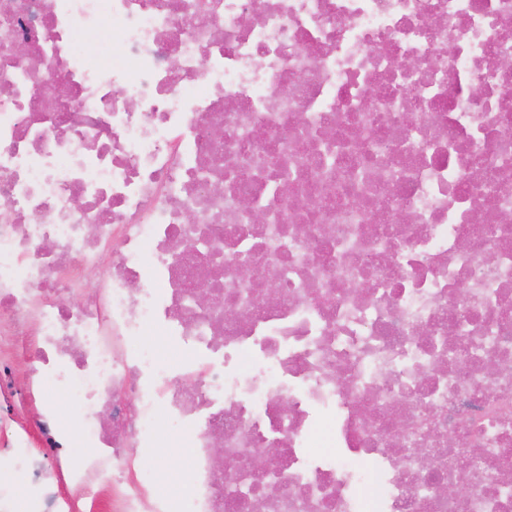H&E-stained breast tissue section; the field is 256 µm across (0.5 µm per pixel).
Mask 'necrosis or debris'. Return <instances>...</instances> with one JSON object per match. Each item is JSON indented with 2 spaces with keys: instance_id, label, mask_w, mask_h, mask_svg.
Instances as JSON below:
<instances>
[{
  "instance_id": "1",
  "label": "necrosis or debris",
  "mask_w": 512,
  "mask_h": 512,
  "mask_svg": "<svg viewBox=\"0 0 512 512\" xmlns=\"http://www.w3.org/2000/svg\"><path fill=\"white\" fill-rule=\"evenodd\" d=\"M507 55L512 0H0L25 512H512ZM10 380L13 384V396L9 398V404L13 412L6 419L11 418L10 421L13 427L26 436L30 448L36 451L41 448V437L34 423V416L39 403L25 396L26 383L23 372L18 365L14 366Z\"/></svg>"
}]
</instances>
